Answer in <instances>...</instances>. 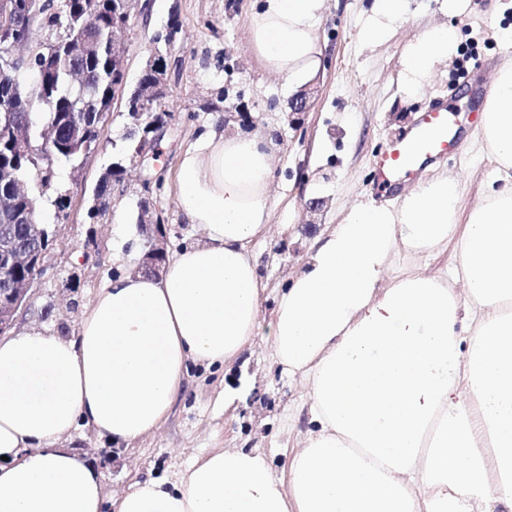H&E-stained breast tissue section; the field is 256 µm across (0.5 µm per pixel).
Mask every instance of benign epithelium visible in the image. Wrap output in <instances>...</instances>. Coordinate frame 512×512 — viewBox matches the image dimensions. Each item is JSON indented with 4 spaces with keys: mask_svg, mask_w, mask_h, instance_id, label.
Here are the masks:
<instances>
[{
    "mask_svg": "<svg viewBox=\"0 0 512 512\" xmlns=\"http://www.w3.org/2000/svg\"><path fill=\"white\" fill-rule=\"evenodd\" d=\"M139 0H120L117 9V17L112 25V67L115 72L126 74L125 43L124 37L130 26V19L136 9ZM43 0H25L23 6H18L17 0H3L0 3V48L7 52H13V48L21 41L17 35H10L6 30L16 26V18L23 15L28 21H35L41 14ZM167 60L159 51L153 53L148 59L142 76L146 77L143 83H137L132 94L125 92V82H120L114 91L112 101L124 104L125 111L132 121V129L140 132L139 143L134 156L131 158V166L145 168L149 165L158 167L157 159L162 152L158 148V142L165 132L167 122L160 124L152 120L144 119L143 109L157 104L166 96L167 90ZM0 122L12 128L11 147L20 155H37L45 165L35 164L38 177H43L51 171L53 150L50 143L44 142L39 147H34L25 138L18 127L21 122L13 118L11 109L5 107L0 110ZM3 206L12 221L18 224L28 225V238L32 247L28 250L20 247L9 237L0 238V262L17 267L20 264L36 266L37 272L43 271V261L47 253L46 239L49 234V225L42 222L35 208L15 210L11 208V201L4 200ZM140 221L144 225L141 230L143 244L141 256L136 266L131 270L133 274H152L157 270V259L166 255V228L153 218V203L150 198L140 199ZM38 276H31L17 284H9L5 293L0 297V334L12 328L17 311L26 302L29 290L33 287Z\"/></svg>",
    "mask_w": 512,
    "mask_h": 512,
    "instance_id": "obj_1",
    "label": "benign epithelium"
}]
</instances>
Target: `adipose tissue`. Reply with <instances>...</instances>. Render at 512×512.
<instances>
[{
	"instance_id": "ef3b65f1",
	"label": "adipose tissue",
	"mask_w": 512,
	"mask_h": 512,
	"mask_svg": "<svg viewBox=\"0 0 512 512\" xmlns=\"http://www.w3.org/2000/svg\"><path fill=\"white\" fill-rule=\"evenodd\" d=\"M324 7L254 0L252 55L312 79ZM456 39L442 26L412 43V80ZM471 142L498 171L479 204L460 214L441 174L398 203L351 208L266 315L253 244L272 227L269 141L201 133L175 195L203 240L160 275L112 278L72 339L0 338V512H512V65L494 74ZM450 243L451 274L400 263ZM258 337L307 391L308 429L282 477L258 451L225 449L109 501L61 447L81 422L127 444L155 433L189 364H234Z\"/></svg>"
}]
</instances>
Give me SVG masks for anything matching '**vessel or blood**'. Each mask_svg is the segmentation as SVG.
<instances>
[{
  "label": "vessel or blood",
  "mask_w": 512,
  "mask_h": 512,
  "mask_svg": "<svg viewBox=\"0 0 512 512\" xmlns=\"http://www.w3.org/2000/svg\"><path fill=\"white\" fill-rule=\"evenodd\" d=\"M455 123L446 104L438 103L422 112L404 134L376 156L378 186L389 192L401 190V173H423L428 164L443 158L448 152V130Z\"/></svg>",
  "instance_id": "obj_1"
}]
</instances>
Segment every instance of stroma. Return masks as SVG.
<instances>
[{"label": "stroma", "mask_w": 512, "mask_h": 512, "mask_svg": "<svg viewBox=\"0 0 512 512\" xmlns=\"http://www.w3.org/2000/svg\"><path fill=\"white\" fill-rule=\"evenodd\" d=\"M373 3L328 0L318 29L319 69L300 87L309 94V107L295 127L288 123L289 101L300 88L267 74L248 51L250 0H140L126 40L128 84L137 81L156 36L165 34L171 21L180 23L167 50L169 118L159 144L162 185L151 193L154 213L167 227V250L203 238L201 229L180 214L174 180L181 154L205 127L220 124L228 133L259 130L271 140L277 199L271 222L277 232L256 243L254 251L261 277L274 289L300 268L314 239L339 223L351 206L393 201V194L377 186L373 161L421 111L442 101L470 112L460 78L469 55L495 67L508 59L500 32L512 26V0H460L454 11L448 10V0H406L403 15L387 23L383 39L372 42L364 30ZM438 23L456 31V50L420 87H412L406 51ZM221 90L233 112L226 122L208 109ZM130 127L123 106L113 105L99 149L80 167L58 170L56 184L68 204L57 209L51 194L41 201V212L58 220L57 237L16 314L13 333L36 330L71 337L108 281L132 267L139 253L134 218L143 192L142 171L128 172L105 215L93 219L88 214L92 191L106 167L119 159ZM437 169L461 176L467 207L496 175L494 164L478 156L464 137ZM316 197L326 204L314 213L306 203ZM305 400L301 383L282 372L258 340L231 368L190 366L168 419L153 435L117 445L81 423L62 445L97 469L109 499L149 478L179 480L196 461L224 448L259 450L278 475L308 427L303 416L287 421Z\"/></svg>", "instance_id": "35a3bbf8"}]
</instances>
